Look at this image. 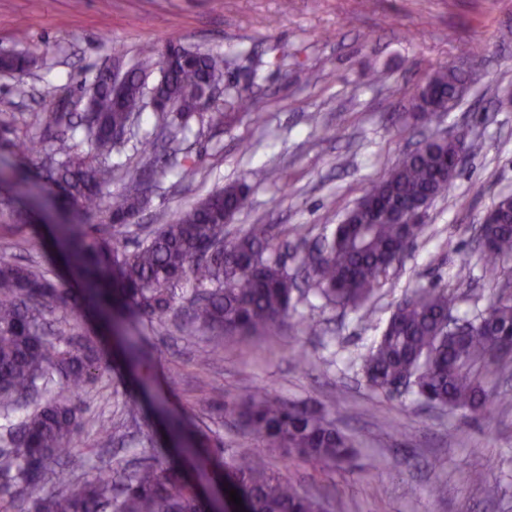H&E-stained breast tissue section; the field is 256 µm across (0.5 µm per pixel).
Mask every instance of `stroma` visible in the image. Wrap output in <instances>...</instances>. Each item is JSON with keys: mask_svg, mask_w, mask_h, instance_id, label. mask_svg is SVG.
Masks as SVG:
<instances>
[{"mask_svg": "<svg viewBox=\"0 0 512 512\" xmlns=\"http://www.w3.org/2000/svg\"><path fill=\"white\" fill-rule=\"evenodd\" d=\"M168 39L222 54L225 84L250 96L253 111L231 112L219 127L193 120L178 149H159L148 160L140 142L161 137L166 119L144 109L133 137L112 157L126 168L157 170L146 209L122 235L126 242L170 223L212 190L244 182L248 205L226 235L276 225V252L293 273L304 246L331 234L386 167L425 137L463 131L482 150L463 160L451 191L422 216L423 235L382 277L369 303L371 322L306 291L295 299V315L320 322L322 334L284 328L225 343L210 368L211 389L197 379L204 338L180 336L169 322L128 319L127 336L145 352L133 366L98 317L78 320L51 307L57 337L80 331L100 338L109 363L81 396L77 450L89 460L88 476L121 460L173 459L176 441L151 405L156 398L221 459L252 449L299 489L327 493L329 512H512V405L484 417L431 408L412 392L374 391L361 370L406 291L448 287L454 315L466 318L496 293L482 273L472 227L512 193V0H0V54L36 60L25 72L0 70V168L29 177L24 193L0 184V250L71 281L48 227L71 223L73 211L41 179L40 159L25 160L19 144L51 148L61 131L47 129L44 113L81 97L111 64L114 46H122L129 69L142 45ZM448 65L469 76L462 98L431 126L413 124L420 84ZM187 166L193 179L181 176ZM257 388L356 435L354 467L323 470L248 436L223 406ZM133 397L142 409L122 447H98L100 425L119 421ZM477 469L484 483L472 482Z\"/></svg>", "mask_w": 512, "mask_h": 512, "instance_id": "obj_1", "label": "stroma"}]
</instances>
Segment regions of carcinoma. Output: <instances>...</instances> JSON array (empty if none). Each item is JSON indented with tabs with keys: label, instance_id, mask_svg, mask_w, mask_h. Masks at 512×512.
I'll list each match as a JSON object with an SVG mask.
<instances>
[{
	"label": "carcinoma",
	"instance_id": "1",
	"mask_svg": "<svg viewBox=\"0 0 512 512\" xmlns=\"http://www.w3.org/2000/svg\"><path fill=\"white\" fill-rule=\"evenodd\" d=\"M159 56V96L178 108L181 129L195 116L211 126L224 125L226 112L214 107L199 111L208 84L224 77V58L169 42L165 52L147 47L132 71L120 100L112 97V80L99 71L86 93L94 115L47 112L48 126L66 124L85 139H61L52 149L48 178L67 203L85 215L108 202V221L122 227L139 216L147 203L146 170L125 172L120 191H112L109 163L125 141L112 133L130 123L148 93L146 70ZM465 84L454 66L431 72L415 98L412 118L429 124L440 108L455 106ZM459 151L454 142H426L403 162L388 167L365 194L369 205L351 209L331 235L304 250L301 267L329 303L362 308L393 266L397 250L422 235L420 223L400 224L399 212L418 202L445 196L452 180L444 169ZM247 202L246 186L232 183L182 210L169 224L153 230L133 246L108 240L101 225H55L57 239L76 265L83 298L64 283H54L35 264H22L0 253V414L7 417L37 390L54 381L60 391L34 404L20 423L7 429L13 450L0 454V499L24 512H207L208 504L193 490L175 465L153 462L118 465L112 473L80 480L87 460L73 452L83 410L76 396L103 368L102 349L86 339L49 336L46 309L53 302L75 308L83 303L98 311L113 330L123 316L112 308L117 295L142 316L181 319L183 335L208 332L216 342L198 360V378L210 387L209 368L225 337L271 335L294 312L296 277L271 256L274 228L251 224L224 241V215H234ZM493 219L481 223L480 261L484 275L496 279L502 260L512 257V195L495 204ZM501 294L470 320L464 336H445L442 319L454 305L444 287L415 288L396 305L377 343L362 358L368 385L389 392L392 383L410 378L413 392L425 401L481 416L504 405L489 379L512 364V281L498 285ZM234 418L252 435L275 448L315 464L343 465L355 453L351 438L313 411L301 410L255 392L232 409ZM116 423L100 425L98 443L111 446ZM49 460L64 465L66 479L42 495L37 488ZM225 491H236L245 512H322L319 499L284 480L248 450L240 462L225 465Z\"/></svg>",
	"mask_w": 512,
	"mask_h": 512
}]
</instances>
